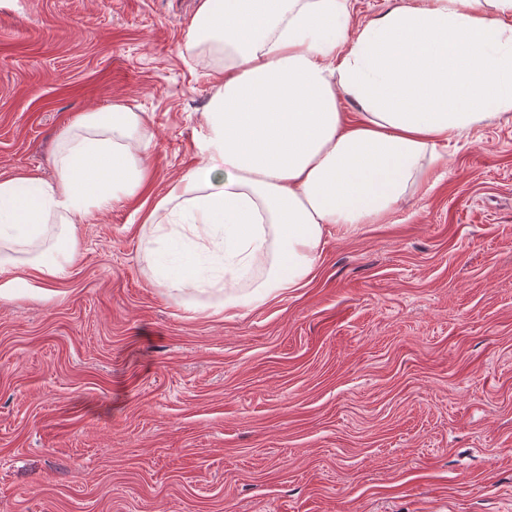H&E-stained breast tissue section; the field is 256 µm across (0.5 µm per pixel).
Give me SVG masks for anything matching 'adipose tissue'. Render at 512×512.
<instances>
[{
	"label": "adipose tissue",
	"mask_w": 512,
	"mask_h": 512,
	"mask_svg": "<svg viewBox=\"0 0 512 512\" xmlns=\"http://www.w3.org/2000/svg\"><path fill=\"white\" fill-rule=\"evenodd\" d=\"M352 0H203L191 45L224 51L197 150L143 224L155 282L227 291L214 314L304 287L336 225L381 223L429 183L450 133L512 118V0H395L352 26ZM358 107L348 120L340 99ZM146 119L125 106L66 132L57 175L0 179V296L50 285L90 207L138 196ZM254 271L238 294L240 270Z\"/></svg>",
	"instance_id": "obj_1"
}]
</instances>
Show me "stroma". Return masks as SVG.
I'll return each instance as SVG.
<instances>
[{
	"mask_svg": "<svg viewBox=\"0 0 512 512\" xmlns=\"http://www.w3.org/2000/svg\"><path fill=\"white\" fill-rule=\"evenodd\" d=\"M201 0H0V178L82 114L146 115L150 182L91 208L43 297H0V512H512V121L332 228L263 306L159 286L141 225L198 162L224 57Z\"/></svg>",
	"mask_w": 512,
	"mask_h": 512,
	"instance_id": "stroma-1",
	"label": "stroma"
}]
</instances>
